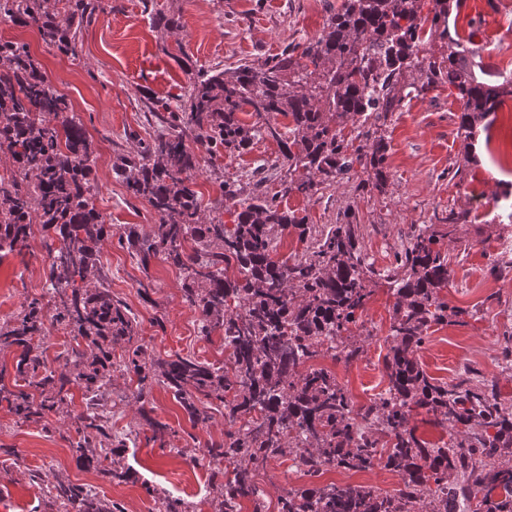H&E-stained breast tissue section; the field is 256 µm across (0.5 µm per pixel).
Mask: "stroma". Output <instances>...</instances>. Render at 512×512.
<instances>
[{
	"label": "stroma",
	"mask_w": 512,
	"mask_h": 512,
	"mask_svg": "<svg viewBox=\"0 0 512 512\" xmlns=\"http://www.w3.org/2000/svg\"><path fill=\"white\" fill-rule=\"evenodd\" d=\"M105 2L106 11L80 34L76 53L62 54L46 45L36 28L10 21L0 20V38L28 44L52 85L82 119L96 150L95 205L110 220L113 235L98 245L100 267L88 271L80 287H92L97 275L105 274L113 295L139 321L152 356L191 354L218 364L225 357L221 335L199 338L201 314L184 303L178 271L158 258L142 266L118 245L116 236L125 228L147 235L157 219L145 203L130 197L112 164L117 153L133 150V135L146 138L155 132V124L147 120L149 100L177 103L188 83L184 66L257 62L288 45L316 40L342 0ZM151 4L180 15V28H152ZM450 23L479 80L497 84L512 78V0H470L452 12ZM459 114L447 85L408 95L387 123L386 194L359 190L356 180L343 179L310 199L290 195L282 205L320 225L335 223L340 211L351 210L362 226L366 260L378 270L391 267L395 254L420 227L438 223L449 210H467L468 223L439 244L453 269L442 295L464 313L459 321L432 326L416 357L429 376L448 384L471 376L493 385L512 406V370L504 367L505 337L512 333V272L491 271L503 246L512 243V224L490 223L483 205L473 202L480 195L486 203H496L503 184L512 183V99L486 118L489 135L478 138V160L470 165L463 162ZM278 153L276 141L258 137L248 150L224 156L221 172L203 164L195 178L203 205L222 199L219 184L224 180L244 183L255 174L264 177L268 191L278 190L282 173L270 164ZM43 255V233L37 228L25 256L0 260V323L17 315L26 297L42 294ZM394 301L389 284L377 280L365 311L350 327L354 335L364 329L370 333L361 357L347 363L323 352L312 361L314 367L335 373L355 404L377 398L387 386L383 362ZM112 398V432L126 441L116 451L115 465L130 473L121 482L78 462L71 443L81 403L45 426L21 422L7 404H0V512H59L46 488L60 478L104 495L122 512H151L152 486L193 503L196 512H219L221 495L209 481L211 466L204 452L207 441L222 439L228 428L223 413L213 412L206 427L192 426L162 385L153 384L147 399H140L135 383L120 370L112 374ZM149 417L171 429L169 448L151 441L145 423ZM184 449L198 456V465L186 463L180 455ZM330 482L390 493L401 486L396 473L381 467L357 473L331 468L312 477L287 458L270 461L258 477L268 512H277L278 498L291 487Z\"/></svg>",
	"instance_id": "stroma-1"
}]
</instances>
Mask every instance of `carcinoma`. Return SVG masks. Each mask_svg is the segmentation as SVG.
<instances>
[{
	"mask_svg": "<svg viewBox=\"0 0 512 512\" xmlns=\"http://www.w3.org/2000/svg\"><path fill=\"white\" fill-rule=\"evenodd\" d=\"M0 0V18L37 28L43 41L65 54L78 35L105 10L104 0ZM421 15V0H343L315 41L288 46L261 63L226 68L218 63L186 70L188 84L175 107L155 100L150 114L159 125L151 141L116 156L112 169L131 196L158 219L142 238L130 230L119 237L142 265L159 257L183 278V299L201 313L199 335L222 333L223 365L175 354L146 355L130 309L98 280L92 289L74 287L72 277L96 266L95 247L112 236L107 217L91 203L95 151L65 95L51 84L27 44L0 41V149L11 153L10 175H0V260L29 247L32 225L48 232L46 280L49 300L25 301L20 313L0 325V351L14 352V384L0 369V400L22 420L60 414L83 391L76 416L75 452L88 468L119 481L128 474L114 466V448L104 401L111 396L112 352L121 350L124 371L137 378L139 398L153 382L166 387L193 426H205L211 410L224 408L230 429L207 445L211 481L220 490L222 512H266L256 477L268 460L289 456L312 475L327 468L363 471L381 465L403 487L392 494L349 482L297 488L280 496L277 512H448V495L463 512H512V407L483 386L438 383L415 358L432 324L462 310L441 296L452 276L448 255L434 248L450 237L469 212L448 211L441 224L421 227L393 266L369 265L361 225L350 220L329 227L308 223L282 208L298 193L313 197L359 164L373 175L359 186L385 193L388 141L385 127L405 90L427 92L440 84L455 90L461 110L460 137L471 144L477 126L512 97V79L478 80L466 49L448 25L450 0H433ZM446 45L448 55L427 57L425 32ZM326 64L307 72L301 60ZM419 69L420 80L406 84ZM248 110L251 127L238 113ZM291 118L281 128L276 117ZM351 123L347 138L342 125ZM280 144L275 168L286 171L279 190L261 186L238 201L234 223L207 220L195 173L203 160L242 152L252 136ZM294 228L305 244L293 262L273 257L277 239ZM385 279L395 302L384 359L388 386L361 406L375 430L358 436L354 405L336 375L309 365L324 338L334 339V356L350 362L360 341L345 335L373 294L369 284ZM70 330L63 367L48 364L35 339L49 327ZM422 409L433 423L453 429L449 442L431 446L410 424ZM48 496L65 512H121L81 484L58 479ZM161 512H193V506L152 489Z\"/></svg>",
	"mask_w": 512,
	"mask_h": 512,
	"instance_id": "1",
	"label": "carcinoma"
}]
</instances>
